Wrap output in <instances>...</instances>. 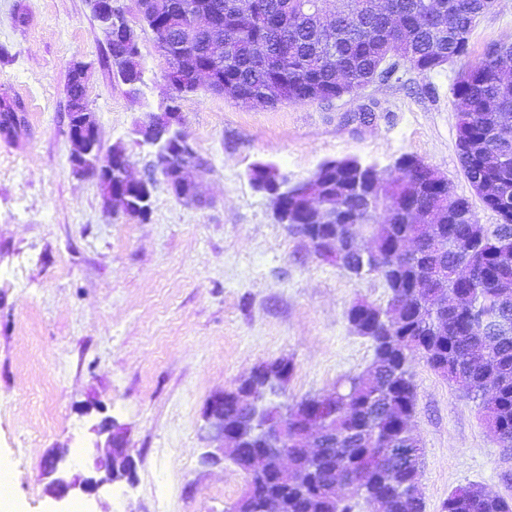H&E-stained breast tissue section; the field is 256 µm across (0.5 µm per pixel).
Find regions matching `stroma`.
Wrapping results in <instances>:
<instances>
[{
    "label": "stroma",
    "instance_id": "1",
    "mask_svg": "<svg viewBox=\"0 0 512 512\" xmlns=\"http://www.w3.org/2000/svg\"><path fill=\"white\" fill-rule=\"evenodd\" d=\"M498 42L512 43V0L480 18L470 60ZM105 48L87 0H0V99L24 125L16 137L0 132V463L17 475L14 512H54L46 460L66 448L86 468L105 441L96 427L111 417L128 429L137 470L118 489L76 496L83 512H158L164 492L167 512H224L247 478L228 461L200 463L209 399L282 358L294 364L283 400L327 393L373 359L349 308L387 300L378 276L348 274L277 223L252 167L268 161L299 180L327 160L384 169L410 154L473 199L480 223H498L474 200L458 159L451 84L462 65L405 69L401 80L339 99L260 109L199 88L180 109L208 162V204L185 205L160 183L141 221L107 213L97 182L70 164L65 86L77 58L91 63L86 94L101 152L122 144L137 173L153 159L136 125L160 109L166 62L140 31L144 82L133 96ZM369 104L371 124L353 122ZM410 371L425 512H442L449 493L470 484L512 502V451L487 431L477 400L420 357Z\"/></svg>",
    "mask_w": 512,
    "mask_h": 512
}]
</instances>
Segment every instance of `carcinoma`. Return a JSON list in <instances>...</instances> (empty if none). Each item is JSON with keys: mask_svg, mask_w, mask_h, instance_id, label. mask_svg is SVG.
Returning <instances> with one entry per match:
<instances>
[{"mask_svg": "<svg viewBox=\"0 0 512 512\" xmlns=\"http://www.w3.org/2000/svg\"><path fill=\"white\" fill-rule=\"evenodd\" d=\"M224 11V80L245 94H259L267 83L278 85L284 100L306 103L337 99L344 91H358L376 75L395 76L398 62L421 73H432L469 55V36L477 21L497 0H387L386 10L363 7L353 17L336 16L324 27L307 15L309 0H203ZM163 24L140 0L142 27L153 39L172 38L173 52L201 51L177 5ZM397 24H392L391 18ZM138 40L135 28L108 42L106 56L122 83L142 80L138 61L124 55V40ZM258 42L276 46L271 55H255ZM512 55V43H497L484 57L457 74L454 99L457 148L461 170L483 206L497 213L499 223L478 222L472 202L452 193L449 184L430 168L403 155L385 169L351 158L320 164L319 175L299 181L300 193L312 191L323 199L342 197L344 223L336 225V265L354 275L368 263L348 245L353 230H370L383 258L378 272L388 290L386 304L360 301L347 313L349 324L373 347L366 372L344 380L324 394L336 407L327 433L318 441L323 455L308 454L301 421L315 397L294 404L277 400L291 376L290 359L269 364L268 375L256 390L248 411L235 396L224 393V423L239 431L245 451L262 450L271 468L253 475L254 512H263L264 495L281 499V512H352L355 502L387 500L386 512H424L418 493L419 442L409 428L416 410V392L409 360L420 355L450 383H462L479 400L483 423L504 448H512V72L499 58ZM169 89L167 108L180 111L178 101L193 92L190 78L164 75ZM68 105L86 96V87L73 77L66 84ZM21 127L15 109L0 105V128ZM299 197L288 199L293 219L301 227L293 233L312 246L325 235L297 209ZM440 215L443 226L431 233L416 224L421 211ZM473 268V278H457L460 267ZM465 291L470 299L440 312L434 304ZM288 420L286 448L290 469L305 473L296 486L281 478L272 451L275 438L269 423ZM411 453L403 454L401 449ZM381 457L379 470L369 460ZM350 481L351 498L331 499L333 485ZM443 512H512V503L471 484L451 491Z\"/></svg>", "mask_w": 512, "mask_h": 512, "instance_id": "cac0c4a2", "label": "carcinoma"}]
</instances>
